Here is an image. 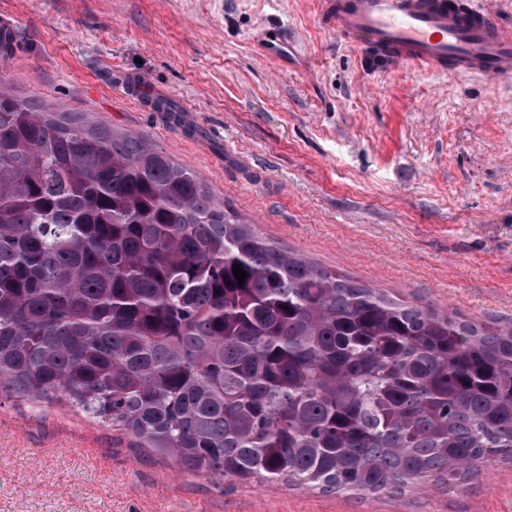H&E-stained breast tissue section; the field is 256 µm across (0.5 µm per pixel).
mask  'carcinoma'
Returning <instances> with one entry per match:
<instances>
[{
  "label": "carcinoma",
  "instance_id": "obj_1",
  "mask_svg": "<svg viewBox=\"0 0 512 512\" xmlns=\"http://www.w3.org/2000/svg\"><path fill=\"white\" fill-rule=\"evenodd\" d=\"M0 396L210 480L448 488L512 460V325L331 271L144 136L3 89Z\"/></svg>",
  "mask_w": 512,
  "mask_h": 512
}]
</instances>
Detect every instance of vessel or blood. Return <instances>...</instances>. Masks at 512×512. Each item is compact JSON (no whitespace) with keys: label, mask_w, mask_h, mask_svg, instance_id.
<instances>
[{"label":"vessel or blood","mask_w":512,"mask_h":512,"mask_svg":"<svg viewBox=\"0 0 512 512\" xmlns=\"http://www.w3.org/2000/svg\"><path fill=\"white\" fill-rule=\"evenodd\" d=\"M321 20L387 65L512 76V33L483 0H321Z\"/></svg>","instance_id":"obj_1"}]
</instances>
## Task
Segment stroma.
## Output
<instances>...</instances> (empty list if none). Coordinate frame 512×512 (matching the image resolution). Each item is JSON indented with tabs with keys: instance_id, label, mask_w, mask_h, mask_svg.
I'll return each instance as SVG.
<instances>
[{
	"instance_id": "35a3bbf8",
	"label": "stroma",
	"mask_w": 512,
	"mask_h": 512,
	"mask_svg": "<svg viewBox=\"0 0 512 512\" xmlns=\"http://www.w3.org/2000/svg\"><path fill=\"white\" fill-rule=\"evenodd\" d=\"M318 2L0 0V89L143 135L327 269L512 322V78L376 69ZM0 512H512V463L382 496L217 486L67 406L0 396Z\"/></svg>"
}]
</instances>
